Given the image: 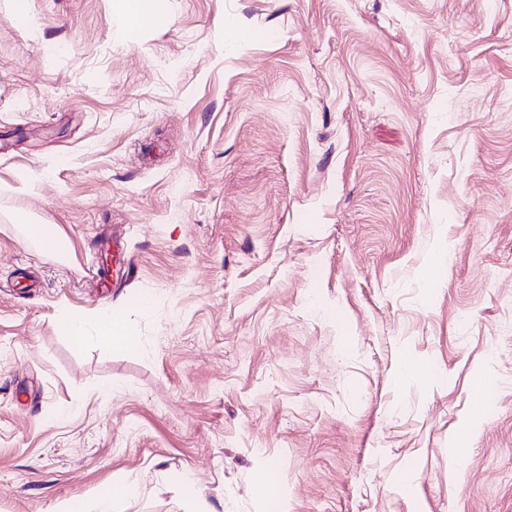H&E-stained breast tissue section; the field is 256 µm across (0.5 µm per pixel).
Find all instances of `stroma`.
Wrapping results in <instances>:
<instances>
[{"mask_svg":"<svg viewBox=\"0 0 512 512\" xmlns=\"http://www.w3.org/2000/svg\"><path fill=\"white\" fill-rule=\"evenodd\" d=\"M149 6L0 0V512H512V0ZM112 13L121 16L132 27L167 22L166 18L149 10L148 0H111V18ZM96 340L116 351H130L137 346L136 340L127 332L124 319L114 313H103L97 320Z\"/></svg>","mask_w":512,"mask_h":512,"instance_id":"stroma-1","label":"stroma"}]
</instances>
